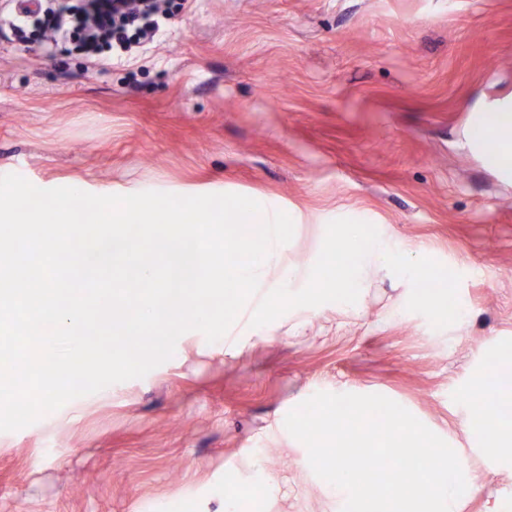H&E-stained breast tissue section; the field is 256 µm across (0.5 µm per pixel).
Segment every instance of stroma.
I'll return each instance as SVG.
<instances>
[{
  "label": "stroma",
  "instance_id": "1",
  "mask_svg": "<svg viewBox=\"0 0 512 512\" xmlns=\"http://www.w3.org/2000/svg\"><path fill=\"white\" fill-rule=\"evenodd\" d=\"M167 8L106 70L0 35V175L285 212L265 283L289 301L0 432V512H230L244 493L258 512H342L284 424L318 392L397 402L463 460L476 488L457 512H512V461L484 454L467 385L512 359V181L466 144L512 100V0ZM349 225L398 263L338 291L326 256Z\"/></svg>",
  "mask_w": 512,
  "mask_h": 512
}]
</instances>
